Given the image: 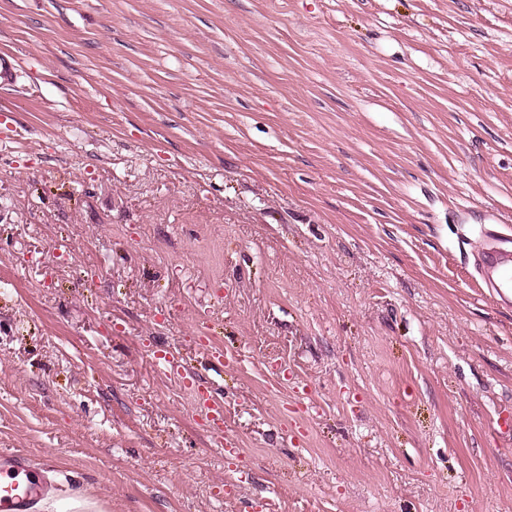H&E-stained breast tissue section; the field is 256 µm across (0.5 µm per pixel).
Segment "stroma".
I'll use <instances>...</instances> for the list:
<instances>
[{
    "instance_id": "obj_1",
    "label": "stroma",
    "mask_w": 512,
    "mask_h": 512,
    "mask_svg": "<svg viewBox=\"0 0 512 512\" xmlns=\"http://www.w3.org/2000/svg\"><path fill=\"white\" fill-rule=\"evenodd\" d=\"M1 51L34 512H512V306L475 268L512 241V0H0Z\"/></svg>"
}]
</instances>
